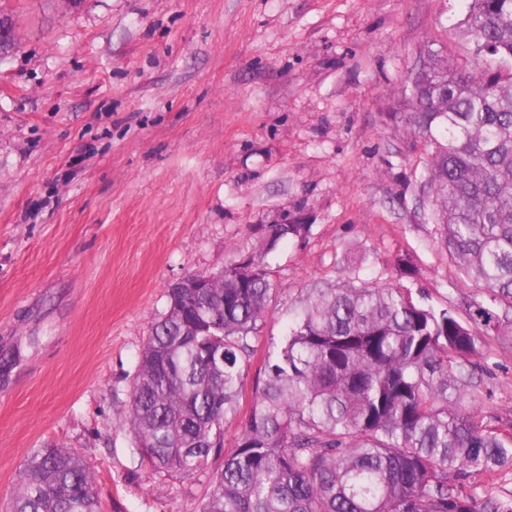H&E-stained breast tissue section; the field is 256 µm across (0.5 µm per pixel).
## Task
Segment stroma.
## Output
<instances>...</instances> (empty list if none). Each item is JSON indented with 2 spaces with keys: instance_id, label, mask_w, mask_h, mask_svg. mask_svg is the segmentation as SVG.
<instances>
[{
  "instance_id": "35a3bbf8",
  "label": "stroma",
  "mask_w": 512,
  "mask_h": 512,
  "mask_svg": "<svg viewBox=\"0 0 512 512\" xmlns=\"http://www.w3.org/2000/svg\"><path fill=\"white\" fill-rule=\"evenodd\" d=\"M460 0H0V512L39 448L79 454L102 512H201L207 476L141 465L138 360L171 284L266 224L254 379L310 288L354 265L466 315L482 292L438 243L425 147L395 114L425 44L473 69ZM412 257L413 278L395 259ZM479 377L512 420V353Z\"/></svg>"
}]
</instances>
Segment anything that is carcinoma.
I'll list each match as a JSON object with an SVG mask.
<instances>
[{
    "mask_svg": "<svg viewBox=\"0 0 512 512\" xmlns=\"http://www.w3.org/2000/svg\"><path fill=\"white\" fill-rule=\"evenodd\" d=\"M476 43L463 70L426 45L401 121L429 147L439 240L484 290L468 320L360 275L308 291L259 369L234 451L250 340L273 291L266 257L308 224H267L261 250L224 285H170L141 351L130 424L141 462L190 476L222 460L202 512H512L479 475L512 471V421L483 414L474 382L484 337L512 351V0H465ZM11 512H101L86 462L29 456Z\"/></svg>",
    "mask_w": 512,
    "mask_h": 512,
    "instance_id": "obj_1",
    "label": "carcinoma"
}]
</instances>
